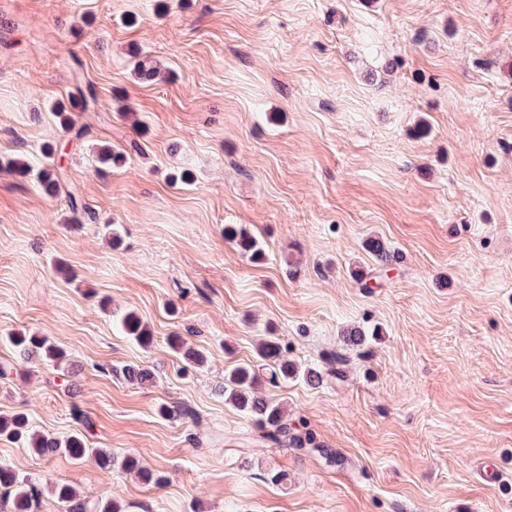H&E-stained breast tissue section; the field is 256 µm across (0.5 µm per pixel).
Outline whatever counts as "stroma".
Listing matches in <instances>:
<instances>
[{"label":"stroma","instance_id":"1","mask_svg":"<svg viewBox=\"0 0 512 512\" xmlns=\"http://www.w3.org/2000/svg\"><path fill=\"white\" fill-rule=\"evenodd\" d=\"M137 50L155 80L132 75ZM76 55L112 106L81 141L53 113ZM105 145L127 160L101 169ZM46 146L87 212L0 169V362L24 332L70 368L0 378V416L89 451L0 438V466L48 485L41 512L61 484L124 512H512V0H0V161L38 167ZM267 336L301 366L345 356V378L260 388L340 465L253 444L225 402V372ZM97 448L164 485L100 468ZM224 236L232 240L237 249L253 261H260L264 251L260 242L246 230L225 227ZM120 323L126 334L138 344L147 347L152 343L153 335L151 330L136 312H124L120 317ZM0 435L14 440H24L39 456L55 455L64 452L73 458H80L88 451L81 435L76 434L66 441L59 442L51 437L29 430V421L24 414L0 417Z\"/></svg>","mask_w":512,"mask_h":512}]
</instances>
